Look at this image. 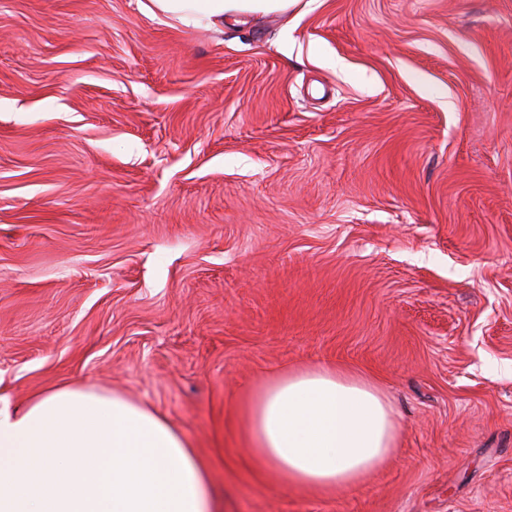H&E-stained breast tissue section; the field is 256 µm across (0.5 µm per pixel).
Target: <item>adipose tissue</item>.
Returning <instances> with one entry per match:
<instances>
[{
    "label": "adipose tissue",
    "mask_w": 512,
    "mask_h": 512,
    "mask_svg": "<svg viewBox=\"0 0 512 512\" xmlns=\"http://www.w3.org/2000/svg\"><path fill=\"white\" fill-rule=\"evenodd\" d=\"M297 0H151L187 26L288 11ZM253 459L311 493L385 465L398 428L385 394L341 368L271 378L245 409ZM211 468L164 416L121 394L57 387L0 405V512H215Z\"/></svg>",
    "instance_id": "ef3b65f1"
}]
</instances>
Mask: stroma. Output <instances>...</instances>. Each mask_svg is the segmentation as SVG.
Listing matches in <instances>:
<instances>
[{
  "label": "stroma",
  "instance_id": "obj_1",
  "mask_svg": "<svg viewBox=\"0 0 512 512\" xmlns=\"http://www.w3.org/2000/svg\"><path fill=\"white\" fill-rule=\"evenodd\" d=\"M148 3L0 0V398L152 407L222 512H512V0ZM329 365L398 445L307 495L244 405ZM298 0H151L155 10L186 26L224 23V16H264L288 11Z\"/></svg>",
  "mask_w": 512,
  "mask_h": 512
}]
</instances>
